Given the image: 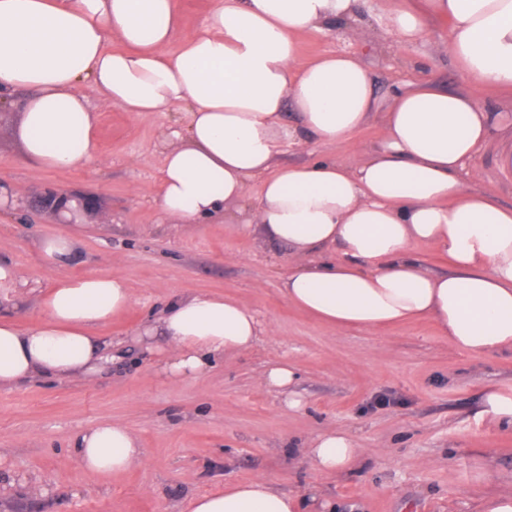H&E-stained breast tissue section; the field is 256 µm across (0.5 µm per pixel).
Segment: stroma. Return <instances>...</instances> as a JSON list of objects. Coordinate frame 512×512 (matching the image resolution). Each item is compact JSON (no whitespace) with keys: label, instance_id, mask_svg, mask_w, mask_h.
Listing matches in <instances>:
<instances>
[{"label":"stroma","instance_id":"1","mask_svg":"<svg viewBox=\"0 0 512 512\" xmlns=\"http://www.w3.org/2000/svg\"><path fill=\"white\" fill-rule=\"evenodd\" d=\"M397 0H362L336 30L299 37V60L336 51L356 55L387 96L400 82L451 92L469 88L448 58L449 25L427 22L423 38L389 32ZM79 91L98 114L100 162L81 170H41L24 161L14 128L19 96L0 105V182L15 195L0 203V257L26 282L14 311L23 328L41 319L40 298L57 278L106 273L123 279L133 304L94 335L112 342V365L84 378L36 377L0 389V512H180L190 497L218 484L263 478L283 493L316 489L335 512H481L486 498L512 493V428L484 411L494 389L512 397V354L474 355L449 346L429 319L375 330L343 331L306 313L281 292L293 260L287 250L246 233L238 206L200 224L161 215L158 199L166 134L185 128L188 108L131 113L103 104L88 82ZM377 123L335 143L284 147L282 164L333 157L350 163L376 144ZM470 190L512 205V182L499 177L492 152L472 164ZM52 189L91 198L80 223L31 208ZM79 241L69 264L46 265L42 241ZM183 294L224 296L271 325L251 351L215 355L195 377L162 373L166 340L160 317ZM154 333L152 347L141 340ZM296 364L300 408L285 406L260 377L277 361ZM389 404L378 405L380 396ZM103 422L125 425L146 455L119 475L86 471L76 433ZM350 432L363 454L351 471L326 475L302 448L330 429Z\"/></svg>","mask_w":512,"mask_h":512}]
</instances>
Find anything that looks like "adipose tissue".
Here are the masks:
<instances>
[{
    "instance_id": "1",
    "label": "adipose tissue",
    "mask_w": 512,
    "mask_h": 512,
    "mask_svg": "<svg viewBox=\"0 0 512 512\" xmlns=\"http://www.w3.org/2000/svg\"><path fill=\"white\" fill-rule=\"evenodd\" d=\"M359 2L217 0L201 29L182 39L176 0H0V96L24 91L16 134L25 161L42 170L97 160L98 114L78 90L83 80L127 112L187 105L189 123L171 130L177 144L163 160V214L197 224L241 204L244 228L295 259L286 298L335 329L428 318L452 347L512 353V207L465 188L471 162L499 130L482 93L512 91V0H398L391 32L399 41L421 39L428 19H448V55L470 89L399 84L382 113L374 80L353 54L297 63L301 33L354 19ZM114 36L120 48L110 47ZM177 38L180 49L168 52ZM374 119L379 142L351 164L276 162L285 145L340 142ZM415 241L447 254L450 269L424 270ZM132 302L123 280L90 274L49 288L35 326L0 314V388L93 374L113 356L92 328ZM161 321L164 371L174 378L200 373L207 355L246 352L268 332L225 297L178 296ZM74 448L82 467L99 474L126 471L145 455L112 422L80 431ZM304 451L328 475L361 455L341 429L309 439ZM301 508L257 478L193 496L182 512Z\"/></svg>"
}]
</instances>
